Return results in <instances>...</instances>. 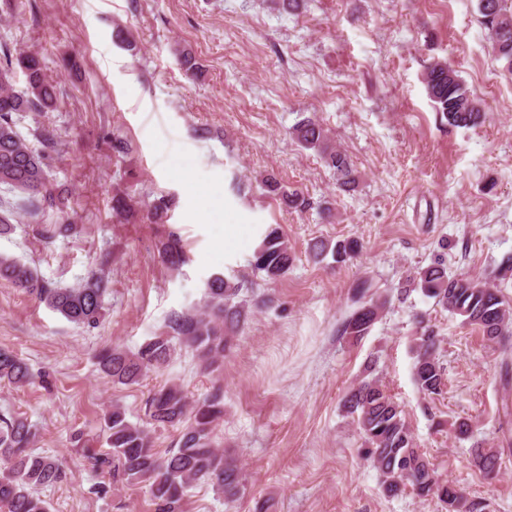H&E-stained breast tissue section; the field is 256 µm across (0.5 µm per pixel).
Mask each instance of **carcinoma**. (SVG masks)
Instances as JSON below:
<instances>
[{"label": "carcinoma", "instance_id": "1", "mask_svg": "<svg viewBox=\"0 0 512 512\" xmlns=\"http://www.w3.org/2000/svg\"><path fill=\"white\" fill-rule=\"evenodd\" d=\"M479 22L485 29L495 57L505 62L512 74V0H478ZM25 77L23 91L15 89L17 73ZM428 96L436 112L448 125L469 128L483 117L478 101L458 71L444 61L430 64L425 74ZM58 108L54 86L46 79L35 53L12 54L8 47L0 53V187L19 194L13 210L0 213V235L10 232L13 211L34 213L45 202L57 203L60 195L48 179L49 161L55 152V135L42 130L41 148L36 149L18 130L21 112L46 113ZM302 147L317 151L323 163L333 171L336 184L343 190L354 188L357 177L349 155L332 146L323 125L307 117L289 132ZM269 194L288 207L303 211L309 200L300 192H288L273 176L262 179ZM359 242L354 238L334 243L315 239L309 253L317 262L331 258L337 264L355 256ZM163 263L178 267L184 263L180 236L170 231L161 242ZM294 252L288 239L276 228L266 233L254 253L253 268L268 281L288 276ZM0 279L33 296L48 308L78 325L94 327L103 311L101 277L92 275L72 288H57L38 275L32 267L13 258L0 256ZM423 294L462 317V324L474 326L487 346L506 354L512 339V303L497 283L480 277L448 275L441 265L420 273ZM244 282L213 274L206 284L205 302L193 313L177 315L169 321L171 336H156L135 352L119 347L102 350L97 356L100 371L114 385L133 386L150 371L169 362L181 343L196 352L204 369L215 371L231 346L233 335L247 317L249 303L241 297ZM384 303H362L343 325V333L359 338L378 319ZM437 337L426 330L415 344L414 380L427 395L438 394L445 385V370L437 356ZM24 359L0 349V381L17 387L30 382ZM347 415L357 422L364 439L363 453L378 470L386 495L394 497L410 487L417 496H435L448 506V512H488L483 499L470 498L442 475L417 448L401 406L372 377L362 379L343 400ZM151 419L162 426L181 427L178 446L165 455L154 448L149 431L130 421L126 410L112 405L101 423L107 450L91 448L84 432L74 434L83 457L93 472L107 471L130 485L148 486L155 512H184L189 490L203 482L233 502L243 494L242 471L237 461L224 454L212 440L215 427L224 417V394L216 389L194 402L183 388L170 383L157 389L150 401ZM35 433L22 416L0 418V512H49L38 489L53 486L65 476L62 461L53 455L31 451ZM503 448H472L476 466L487 475L501 469Z\"/></svg>", "mask_w": 512, "mask_h": 512}]
</instances>
